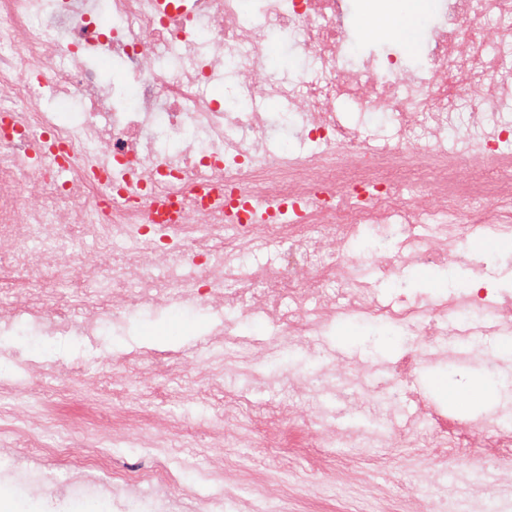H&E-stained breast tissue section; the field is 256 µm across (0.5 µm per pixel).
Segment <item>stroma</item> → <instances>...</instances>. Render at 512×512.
I'll return each mask as SVG.
<instances>
[{
	"label": "stroma",
	"mask_w": 512,
	"mask_h": 512,
	"mask_svg": "<svg viewBox=\"0 0 512 512\" xmlns=\"http://www.w3.org/2000/svg\"><path fill=\"white\" fill-rule=\"evenodd\" d=\"M472 273L467 269L442 270L437 267L409 268L403 281L393 282L373 274L370 282L390 296L406 295L411 300L427 301L433 292L451 285L467 289ZM185 329L173 326L169 311L154 314L129 309L120 325L104 324L92 333L72 329L66 334L47 335L41 326L20 315L9 329L0 332V383L8 382L17 365L31 364L33 379L49 384L63 383L62 396L37 411H25L23 418L36 432L41 443H51L54 424L64 419L74 437L75 452L91 447H109L112 466L116 469L135 464L148 469L165 461L181 478V487L169 492L143 484L120 492L104 488V476L98 472L84 475L83 480L103 486L102 502L89 505L85 500L69 497L70 473L49 457L18 459L11 456L18 447L15 438H8L0 449V512H55L54 501L65 497L64 512H122L123 502H130L139 512H146L153 500L172 497L170 512H200L198 494L212 473L246 456L261 462L266 477V498L284 499L288 512H339L344 502L355 503L360 512H378L386 496L399 498L400 512H420L424 502L447 494L464 499L471 488L462 482L448 483L430 474L426 466V450L414 445L391 454L388 461L373 466L366 481L358 483L346 474L350 455H342L334 467L314 468L308 462L295 465L289 477H282L274 464L265 460L266 446L275 443L284 450L300 451L305 441L304 428L281 422L266 426L255 423L252 444L230 448L219 429L221 410L214 391L235 386L245 388L259 403H277L289 397L288 382L267 385L244 381L225 375L220 362H199V352L208 347L211 333L218 321L215 313L191 304H182ZM165 330L167 339L156 345L158 361L141 363L142 378L152 382V391L140 395L137 402L116 405L112 402V383L123 379L126 357L133 350L145 347L149 332ZM348 337L345 351L358 360L384 359L395 362L403 353L406 338L389 322L365 319H339L315 341L314 355L282 353L266 362L264 370L285 376L295 370L315 371L325 361L324 344H336ZM432 373L442 382L427 388L425 397L448 413V397L442 383L462 384L469 378L488 375L482 360L454 363L441 361L431 365ZM107 414L114 430H126L131 419H138L144 433L127 432L118 442L104 435L96 426L99 414ZM28 470L37 474L36 482L21 486L14 474Z\"/></svg>",
	"instance_id": "stroma-1"
}]
</instances>
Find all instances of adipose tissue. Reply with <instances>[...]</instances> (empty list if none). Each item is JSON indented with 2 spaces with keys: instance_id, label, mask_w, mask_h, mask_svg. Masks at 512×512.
Here are the masks:
<instances>
[{
  "instance_id": "1",
  "label": "adipose tissue",
  "mask_w": 512,
  "mask_h": 512,
  "mask_svg": "<svg viewBox=\"0 0 512 512\" xmlns=\"http://www.w3.org/2000/svg\"><path fill=\"white\" fill-rule=\"evenodd\" d=\"M434 6V0H388L383 7L368 11L364 21L368 27L412 48L417 46L422 22Z\"/></svg>"
}]
</instances>
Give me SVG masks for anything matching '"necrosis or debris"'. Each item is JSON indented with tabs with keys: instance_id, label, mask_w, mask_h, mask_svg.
I'll use <instances>...</instances> for the list:
<instances>
[{
	"instance_id": "1",
	"label": "necrosis or debris",
	"mask_w": 512,
	"mask_h": 512,
	"mask_svg": "<svg viewBox=\"0 0 512 512\" xmlns=\"http://www.w3.org/2000/svg\"><path fill=\"white\" fill-rule=\"evenodd\" d=\"M426 60L413 68L382 49L384 33L361 32L372 51L347 60L342 0H261L246 17L239 0H0V288L21 313H50L66 331L75 312L95 321L111 289L127 304L159 309L173 299L223 313L214 334L225 364L258 379L261 354L308 349L310 337L356 314L399 326L409 350L389 366L391 414L370 427L323 409L307 445L328 459L338 448L403 447L428 441L434 463L460 447L512 459V421L497 413L451 440L430 411L408 417L400 384L421 360L497 334H512V298L481 284L432 304L394 306L371 298L364 278L380 268L398 278L412 266L471 265L463 243L481 215L512 236V0H442ZM287 32L306 82L269 74V35ZM113 60L111 84L96 63ZM224 87V97L214 90ZM365 115L392 117L384 148L344 123L337 98ZM280 104L296 120L305 153L275 149L266 113ZM69 112L63 122L59 112ZM139 196L126 193L130 183ZM224 191L215 206L200 188ZM272 199L270 211L250 206ZM318 207H308L311 197ZM378 224L370 257L330 250L332 238ZM95 234L86 251L75 227ZM268 237L282 246L262 269L222 256ZM266 313L271 337L243 335L231 310ZM368 364L322 366L295 394L319 400L359 390ZM59 441L27 448L109 485L177 488L166 466L113 469L111 455L74 453Z\"/></svg>"
}]
</instances>
